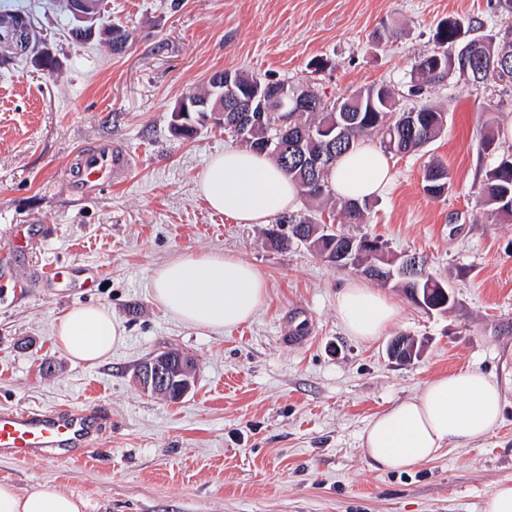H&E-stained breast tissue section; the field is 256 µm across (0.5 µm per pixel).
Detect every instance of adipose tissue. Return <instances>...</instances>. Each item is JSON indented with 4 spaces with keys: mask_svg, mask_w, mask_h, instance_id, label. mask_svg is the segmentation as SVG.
Segmentation results:
<instances>
[{
    "mask_svg": "<svg viewBox=\"0 0 512 512\" xmlns=\"http://www.w3.org/2000/svg\"><path fill=\"white\" fill-rule=\"evenodd\" d=\"M386 157L368 142L338 159L328 174L337 198L380 196L388 182ZM198 194L215 212L239 224H266L296 208L298 189L268 154L248 147L214 154ZM151 299L173 320L221 333L250 322L268 282L256 266L230 253L174 256L153 271ZM336 314L348 335L373 341L394 325L399 306L359 279L347 280L336 298ZM57 345L77 364L105 361L124 331L108 309L81 305L54 325ZM505 388L496 377L473 369L441 374L420 394L374 417L361 436L370 467L403 471L434 459L444 448H468L501 422ZM80 498L45 482L28 491L0 481V512H82Z\"/></svg>",
    "mask_w": 512,
    "mask_h": 512,
    "instance_id": "adipose-tissue-1",
    "label": "adipose tissue"
}]
</instances>
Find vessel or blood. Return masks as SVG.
<instances>
[{"label": "vessel or blood", "instance_id": "b4317fda", "mask_svg": "<svg viewBox=\"0 0 512 512\" xmlns=\"http://www.w3.org/2000/svg\"><path fill=\"white\" fill-rule=\"evenodd\" d=\"M129 159L111 144L82 153L76 169L85 193L121 177ZM98 412L80 408L18 410L0 405V452L24 462L36 456H63L70 449L88 446L95 434Z\"/></svg>", "mask_w": 512, "mask_h": 512}]
</instances>
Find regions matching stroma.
<instances>
[{
  "mask_svg": "<svg viewBox=\"0 0 512 512\" xmlns=\"http://www.w3.org/2000/svg\"><path fill=\"white\" fill-rule=\"evenodd\" d=\"M133 33L123 53L72 39L62 0H0V14H30L25 49L0 52V229L29 227L24 248L0 247V405L104 410L112 420L93 447L24 463L0 453V481L29 490L50 481L80 496L84 512H482L512 484V390L502 422L469 448H447L402 473L371 468L360 436L377 414L464 368L512 374V219H476L475 187L512 142L482 146L486 125L512 122V84L453 78L409 95L418 57L448 17L512 31L497 0H102ZM243 71L310 87L335 100L389 86L406 107L424 100L448 114L422 150L389 156L391 183L354 235L416 255L448 284L455 303L430 311L383 286L399 320L377 340L348 336L336 294L351 269L303 246H273L264 224H238L196 193L211 154L236 146L206 122L183 137L172 110L207 90L216 72ZM128 153L126 178L86 195L76 153L103 143ZM448 167L435 198L422 174ZM231 251L264 271L269 288L254 319L214 334L186 327L150 300L153 270L169 258ZM69 268L66 284L36 270ZM100 304L125 342L96 366L56 345L58 316ZM306 322L299 348L285 329ZM408 336L423 355L391 359ZM176 349L196 383L172 402L133 382L145 358Z\"/></svg>",
  "mask_w": 512,
  "mask_h": 512,
  "instance_id": "obj_1",
  "label": "stroma"
}]
</instances>
